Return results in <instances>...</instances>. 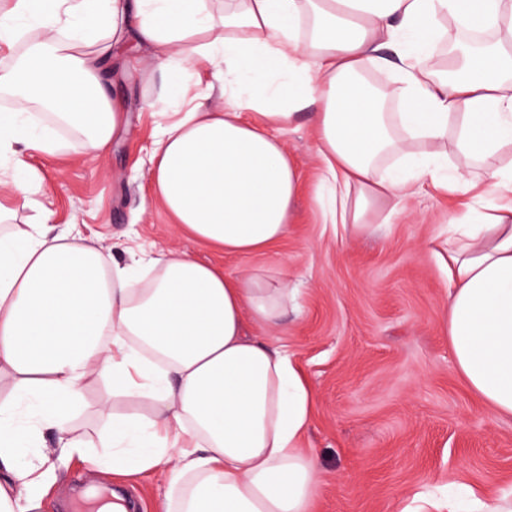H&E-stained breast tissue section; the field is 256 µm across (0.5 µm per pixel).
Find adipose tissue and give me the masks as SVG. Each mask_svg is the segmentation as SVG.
Returning a JSON list of instances; mask_svg holds the SVG:
<instances>
[{
    "label": "adipose tissue",
    "mask_w": 512,
    "mask_h": 512,
    "mask_svg": "<svg viewBox=\"0 0 512 512\" xmlns=\"http://www.w3.org/2000/svg\"><path fill=\"white\" fill-rule=\"evenodd\" d=\"M453 19L480 46L460 44L437 80L428 59ZM25 50L0 68V157L31 138L32 104L104 153L124 116L104 89L114 50L135 43L167 97L185 107L161 128L151 155V197L180 229L225 253L263 251L287 231L297 168L278 129L310 109L322 162L316 200L343 231L369 229L386 199L425 183L469 192L470 169L493 168L488 194L469 203L435 255L451 288L440 313L457 369L492 411L512 417V0H10L0 46ZM392 47L395 62L383 55ZM394 65L402 109H384L365 79ZM208 67L224 90L183 76ZM276 76L243 97L245 77ZM258 111L260 121L246 119ZM451 140L452 152H422ZM294 300L287 281L256 270L232 278L191 255L147 254L128 264L41 224L0 234V512H39L68 457L86 452L70 417L86 381H111L102 407L113 473L165 470L160 512H309L319 478L303 445L313 391L275 337ZM56 445H41L43 431ZM36 448L27 456L26 448ZM416 512H512L494 500L421 496Z\"/></svg>",
    "instance_id": "1"
}]
</instances>
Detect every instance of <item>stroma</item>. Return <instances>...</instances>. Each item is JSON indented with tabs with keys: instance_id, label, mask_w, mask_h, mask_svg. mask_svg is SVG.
Masks as SVG:
<instances>
[{
	"instance_id": "stroma-1",
	"label": "stroma",
	"mask_w": 512,
	"mask_h": 512,
	"mask_svg": "<svg viewBox=\"0 0 512 512\" xmlns=\"http://www.w3.org/2000/svg\"><path fill=\"white\" fill-rule=\"evenodd\" d=\"M144 52L114 51L111 94L126 123L105 154L86 153L76 135L59 131L53 154L19 149L38 179L17 202L20 224L46 223L55 233L77 230L91 245L186 253L240 277L253 269L282 273L297 292L274 335L288 348L314 391L304 439L322 477L310 512H400L429 485H467L493 497L512 485V418L498 417L457 371L438 322L449 282L433 255L449 222L461 219L471 195L424 186L411 201H394L385 224L366 234H336L316 203L321 162L306 115L284 136L299 170V190L285 236L269 250L227 255L179 229L149 199L152 143L172 112H151L162 97L148 80ZM107 379L91 376L72 414L77 434L98 442L100 405L111 401ZM119 485L134 512H157L159 472L114 481L110 472L76 457L62 466L42 512H67L77 489Z\"/></svg>"
}]
</instances>
